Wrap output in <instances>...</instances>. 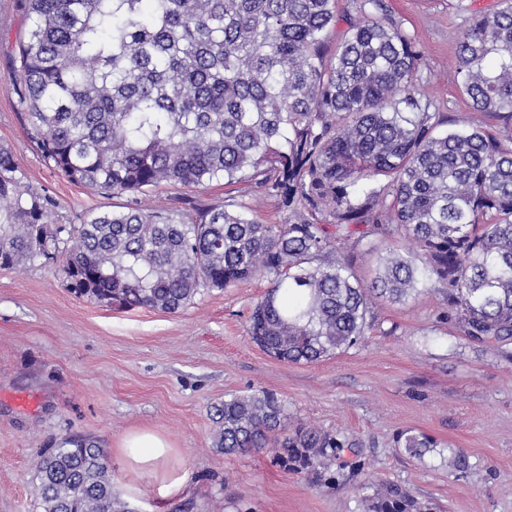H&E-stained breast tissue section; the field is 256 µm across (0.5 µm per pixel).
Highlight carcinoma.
Here are the masks:
<instances>
[{
  "label": "carcinoma",
  "instance_id": "carcinoma-1",
  "mask_svg": "<svg viewBox=\"0 0 512 512\" xmlns=\"http://www.w3.org/2000/svg\"><path fill=\"white\" fill-rule=\"evenodd\" d=\"M18 46L27 134L64 177L112 195L224 179L288 213L264 224L242 200L178 216L137 200L52 228L53 202L20 190L0 148V267L64 257L66 287L120 308L175 313L209 288L260 275L251 340L289 363L353 347L371 298L415 299L445 285L450 322L472 340L512 343V0L472 19L455 57L475 112L505 128L449 129L416 96L420 54L386 17L338 30L335 0H21ZM398 235L414 251L379 255L366 284L337 245ZM224 454L270 451L282 468L348 465L356 442L288 427L267 391L214 407ZM418 458L440 447L403 430ZM448 466L470 469L458 448ZM43 512H129L106 449L67 439L40 456ZM363 512H433L400 484L360 498Z\"/></svg>",
  "mask_w": 512,
  "mask_h": 512
}]
</instances>
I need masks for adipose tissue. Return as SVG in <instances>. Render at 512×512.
<instances>
[{
	"instance_id": "1",
	"label": "adipose tissue",
	"mask_w": 512,
	"mask_h": 512,
	"mask_svg": "<svg viewBox=\"0 0 512 512\" xmlns=\"http://www.w3.org/2000/svg\"><path fill=\"white\" fill-rule=\"evenodd\" d=\"M123 457L131 480L150 477L160 497L168 498L181 493L186 479L171 468L170 460L175 454L167 441L150 431L128 435L117 449Z\"/></svg>"
}]
</instances>
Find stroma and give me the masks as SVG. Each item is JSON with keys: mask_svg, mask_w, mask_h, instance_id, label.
<instances>
[{"mask_svg": "<svg viewBox=\"0 0 512 512\" xmlns=\"http://www.w3.org/2000/svg\"><path fill=\"white\" fill-rule=\"evenodd\" d=\"M413 39L421 65L418 97L452 120L484 122L461 95L454 57L475 16L499 0H383ZM31 21L18 0H0V147L17 164L22 189L53 200L52 225L121 209L110 196L68 181L27 136L17 95L18 44ZM236 186L163 185L144 208L173 213L224 205ZM396 236L340 246L371 279L379 252L403 249ZM269 287L253 278L209 289L175 313L119 310L69 292L59 263L0 268V512H38L35 462L65 438L109 449L115 494L135 512H362V483L406 485L438 512H512V358L440 322L442 294L405 302L373 298L374 326L340 355L291 364L251 341L247 317ZM274 393L291 424L360 442L362 469L322 479L286 470L271 453L227 456L213 446V408L231 393ZM151 429L182 452L186 488L159 498L150 478H129L115 449ZM414 429L461 449L460 475L447 456H409L395 445Z\"/></svg>", "mask_w": 512, "mask_h": 512, "instance_id": "stroma-1", "label": "stroma"}]
</instances>
